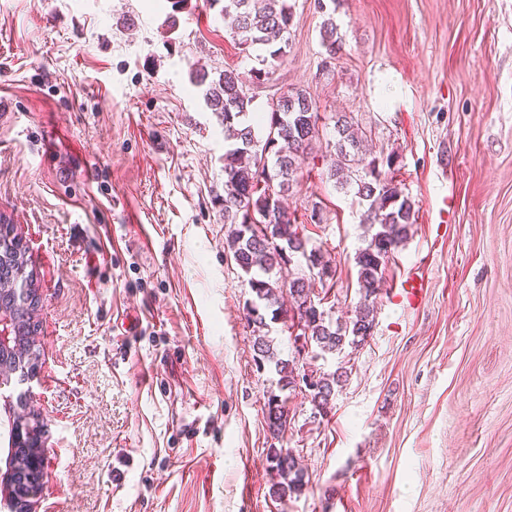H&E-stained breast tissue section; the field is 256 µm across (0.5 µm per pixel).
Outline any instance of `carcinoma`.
<instances>
[{
  "label": "carcinoma",
  "mask_w": 512,
  "mask_h": 512,
  "mask_svg": "<svg viewBox=\"0 0 512 512\" xmlns=\"http://www.w3.org/2000/svg\"><path fill=\"white\" fill-rule=\"evenodd\" d=\"M222 13L243 49L262 46L272 59L284 56L292 20L286 0H224ZM321 42L331 58L341 49L336 25L330 19L323 24ZM206 97L212 109L222 113L224 136L231 142V148L224 152L222 203L224 223L230 228L226 243L236 265L248 276L247 284L253 295L248 306V321L255 336L253 359L259 368L268 365L274 369L281 389H293L302 379L294 361L281 358L274 347L269 322L291 312L298 319L305 342L315 344L323 352L339 353L347 346L357 348L364 344L374 326L370 299L380 286L383 269L415 222L414 203L380 169L382 165L391 166L392 158L367 159L353 117H336V140L331 145L334 159L328 174L340 189H352L367 202L361 223L368 225L370 240L355 257L360 293L355 317L348 323L332 321L315 303L312 278L305 271L287 281L273 276L298 254L306 259L307 268L317 270L320 278H328L332 273L321 252L307 250L296 218L281 203V199L293 193L305 155L319 138L317 102L303 89L289 90L278 97L272 103L266 138L258 152L254 125L247 121L252 98L244 92L239 74L224 71ZM0 281L13 288L4 294L0 304L10 311L14 348L24 343L30 327L29 278L8 261L0 263ZM342 378L343 373L334 372L311 384L308 397L317 413L329 408ZM266 418L272 438H282L287 414L285 402L276 394L268 398ZM267 459L277 478L271 485L272 497L283 500L300 494L304 471L292 451L272 445Z\"/></svg>",
  "instance_id": "1"
}]
</instances>
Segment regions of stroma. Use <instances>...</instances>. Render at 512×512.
<instances>
[{
  "label": "stroma",
  "mask_w": 512,
  "mask_h": 512,
  "mask_svg": "<svg viewBox=\"0 0 512 512\" xmlns=\"http://www.w3.org/2000/svg\"><path fill=\"white\" fill-rule=\"evenodd\" d=\"M288 3L250 118L264 129L294 88L319 105L287 203L336 270L332 319L360 300L368 238L360 199L327 175L336 114L393 158L416 210L368 341L304 355L347 373L324 415L257 370L215 201L229 144L205 91L260 68L259 50L212 0H0V212L40 298L37 512H512V0ZM418 269L426 301L402 308L393 290ZM275 393L305 472L285 500L269 494Z\"/></svg>",
  "instance_id": "obj_1"
}]
</instances>
